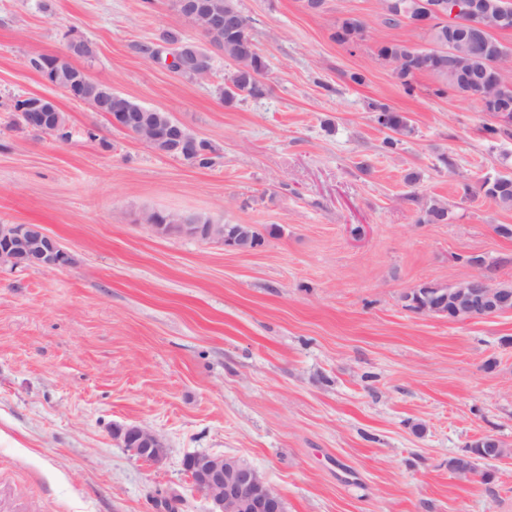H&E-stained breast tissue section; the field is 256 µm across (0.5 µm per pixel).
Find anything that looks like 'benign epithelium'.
Here are the masks:
<instances>
[{
	"label": "benign epithelium",
	"mask_w": 512,
	"mask_h": 512,
	"mask_svg": "<svg viewBox=\"0 0 512 512\" xmlns=\"http://www.w3.org/2000/svg\"><path fill=\"white\" fill-rule=\"evenodd\" d=\"M205 0H179V11L183 17L195 23L196 29L209 40L219 32L211 16L205 14ZM505 6L492 14L483 0H434L423 5V11L409 20L413 27L432 28L435 18L448 21V33L453 41L448 43V57L453 67L448 75L461 76L468 70V57L476 52L486 36L509 22ZM174 69L182 70L187 57L178 44L160 40L155 47V59ZM484 96L478 99L483 103L499 97L512 87V56L501 55L489 63L481 78ZM114 107L108 114L116 128L124 130L142 140L152 149L165 145L170 153L191 151L194 138L184 135L174 128L168 137H161L154 127L136 124L119 93H112ZM56 104L46 97L33 98V111L23 115V125L41 133L52 130L53 122L47 113ZM145 224L156 234L181 235L204 240H219L224 247L235 251L255 249L250 238L242 229L230 232L227 224H155L148 219ZM70 254L60 244L48 236L38 224H10L0 232V266L13 268H37L55 271L70 265ZM405 299L412 310L424 315L448 318L481 319L491 318L512 310V289L497 284L477 273L465 280L434 287L432 291L419 296L411 292ZM112 435L131 456L148 464L162 460L165 442L158 433L136 424L117 425ZM487 456L497 459L512 453L503 442L494 436L477 440ZM184 470L194 488L202 493L211 505L209 512H286L281 494L274 489L265 477L247 460L237 455H213L195 453L184 462Z\"/></svg>",
	"instance_id": "7a95c632"
}]
</instances>
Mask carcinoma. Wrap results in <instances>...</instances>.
Here are the masks:
<instances>
[{"label": "carcinoma", "mask_w": 512, "mask_h": 512, "mask_svg": "<svg viewBox=\"0 0 512 512\" xmlns=\"http://www.w3.org/2000/svg\"><path fill=\"white\" fill-rule=\"evenodd\" d=\"M415 0H378L379 9L385 11L384 23L399 28L409 18V7ZM216 9L224 14L228 13L237 19L236 25L226 29L215 38V42L224 58L239 65L240 70L233 71L229 76L230 84L224 85L222 97L224 101L231 102L238 97L261 98L267 92L266 84L262 81L266 64L256 50L255 43L250 34L251 22L238 8L236 0H212ZM338 32L333 38L343 43L349 41L356 43L363 38V33L350 19H341L337 25ZM428 46L419 50L401 40L387 43L378 49V56L390 62L396 78L408 93L414 90L412 80L417 74L425 72L417 53H424V58L435 67L428 72L436 81L433 93L443 96L452 90L466 94L470 88L466 85L454 86L448 83V25L444 24L435 29L424 32ZM512 53V46H507L492 35H487V44L478 52L477 63L490 61L501 52ZM53 66L51 78L53 85L66 92L75 100L89 103L98 112H108V89L105 84L92 80L84 71L74 67L70 61L61 56L37 55L29 59V65L40 72L44 64ZM376 121L379 125L389 128L400 134L410 132V126L405 116L393 112L387 107L377 110ZM174 157L199 168L212 166L219 157L217 148L210 141L200 139L194 153L183 156L179 153ZM485 197L503 209L512 208V185L498 181V178H488ZM447 205L429 200L420 204L418 222L422 224H443L448 221Z\"/></svg>", "instance_id": "1"}]
</instances>
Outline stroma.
<instances>
[{
  "instance_id": "1",
  "label": "stroma",
  "mask_w": 512,
  "mask_h": 512,
  "mask_svg": "<svg viewBox=\"0 0 512 512\" xmlns=\"http://www.w3.org/2000/svg\"><path fill=\"white\" fill-rule=\"evenodd\" d=\"M237 5L267 93L227 103L222 52L202 80L137 53L165 31L202 43L171 0H0V224L42 225L74 258L0 268V512H157L161 494L209 512L192 453L245 458L287 512H512V457L468 479L448 467L487 435L512 446V312L448 321L404 299L477 273L512 284L495 232L512 209L478 192L512 175V136L429 75L404 91L378 49L425 41L377 0ZM348 16L367 26L354 45L333 38ZM73 41L94 49L74 66L170 112L219 147L215 165L155 153L29 66ZM32 95L70 140L17 124ZM377 105L413 126L394 150ZM429 199L448 223H419ZM157 210L249 224L264 244L159 236L141 221ZM122 424L161 435L162 462L131 457Z\"/></svg>"
}]
</instances>
